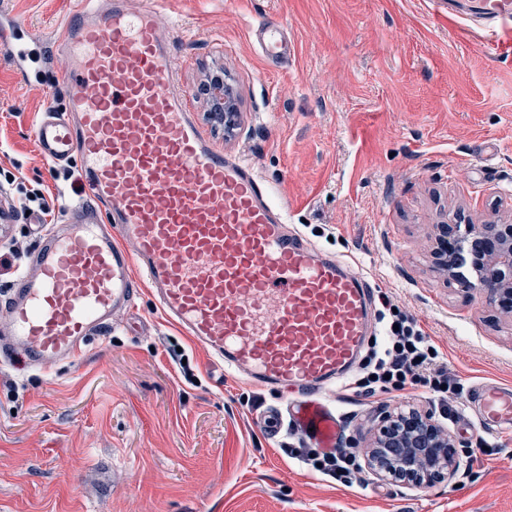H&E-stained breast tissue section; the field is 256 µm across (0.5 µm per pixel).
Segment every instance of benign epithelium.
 Listing matches in <instances>:
<instances>
[{
    "instance_id": "benign-epithelium-1",
    "label": "benign epithelium",
    "mask_w": 512,
    "mask_h": 512,
    "mask_svg": "<svg viewBox=\"0 0 512 512\" xmlns=\"http://www.w3.org/2000/svg\"><path fill=\"white\" fill-rule=\"evenodd\" d=\"M208 118L224 126V135L238 125V92L223 76L211 77ZM457 224H434V259L438 271L455 281L465 293L484 292L490 302L512 315V224H467L465 233L478 246L471 259L475 277L459 271L464 241L457 238L448 250L441 242L457 232ZM456 440L430 413L389 412L367 446L368 465L382 477L428 486L456 463Z\"/></svg>"
}]
</instances>
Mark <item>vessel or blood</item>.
<instances>
[{"mask_svg": "<svg viewBox=\"0 0 512 512\" xmlns=\"http://www.w3.org/2000/svg\"><path fill=\"white\" fill-rule=\"evenodd\" d=\"M160 0H74L37 39L0 17V49L26 78L62 55L64 111L33 126L42 160L81 162L86 196L42 232L31 269L0 304V348L35 367L72 361L95 331L147 287L168 323L225 371L291 395L292 421L333 447L322 399L374 332V292L361 273L288 227L285 207L243 158L198 125L177 82ZM266 56L285 62L268 30ZM478 421L512 431V388L479 384Z\"/></svg>", "mask_w": 512, "mask_h": 512, "instance_id": "vessel-or-blood-1", "label": "vessel or blood"}]
</instances>
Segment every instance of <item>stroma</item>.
Masks as SVG:
<instances>
[{
	"label": "stroma",
	"instance_id": "35a3bbf8",
	"mask_svg": "<svg viewBox=\"0 0 512 512\" xmlns=\"http://www.w3.org/2000/svg\"><path fill=\"white\" fill-rule=\"evenodd\" d=\"M71 0H10L45 35ZM491 0H167L161 27H182L174 61L202 128L248 159L293 230L353 257L377 294L412 316L464 394L445 404L423 390L364 396L336 383L337 445L364 446L387 410L438 417L458 444V471L429 486L366 472L347 487L286 447L288 396L225 375L165 322L148 292L117 314L73 362L17 369L0 355V512H512V433L481 428L469 390L512 386V318L432 268L430 227L512 224V19ZM287 33V65L256 31ZM58 58L38 88L0 51V195L43 192L41 208L0 223V297L27 268L40 230L83 190L77 163L47 164L32 126L64 110ZM239 93L232 137L204 120L206 74ZM194 376L185 378L179 358ZM491 448L480 463L471 450Z\"/></svg>",
	"mask_w": 512,
	"mask_h": 512
}]
</instances>
